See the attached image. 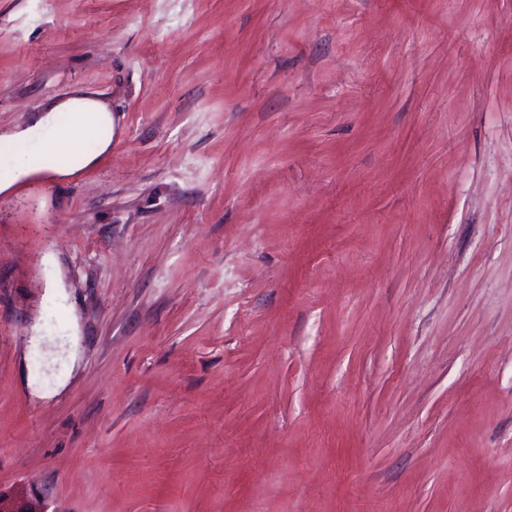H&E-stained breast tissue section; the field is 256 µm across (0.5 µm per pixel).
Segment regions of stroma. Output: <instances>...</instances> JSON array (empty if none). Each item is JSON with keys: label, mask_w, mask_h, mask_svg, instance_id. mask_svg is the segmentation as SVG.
<instances>
[{"label": "stroma", "mask_w": 512, "mask_h": 512, "mask_svg": "<svg viewBox=\"0 0 512 512\" xmlns=\"http://www.w3.org/2000/svg\"><path fill=\"white\" fill-rule=\"evenodd\" d=\"M0 491L512 512V0H0ZM55 263H47V256ZM65 112H79L82 121L80 123L79 117L74 115L71 127L65 129L67 136L82 124L84 135L99 138L98 152L84 155L81 159V167H87L112 144V111L109 105L101 100L77 95L51 103L43 110L34 112L29 126L0 132V140L4 143L23 144L43 133L52 132L57 127L59 117ZM44 172H50L58 176H63L72 174L74 169L66 165L63 160H45L42 158H35L25 163H21L18 167L15 168L11 175L4 177L3 180H0V192L5 194L11 190L13 184L17 181L31 175H37Z\"/></svg>", "instance_id": "obj_1"}]
</instances>
